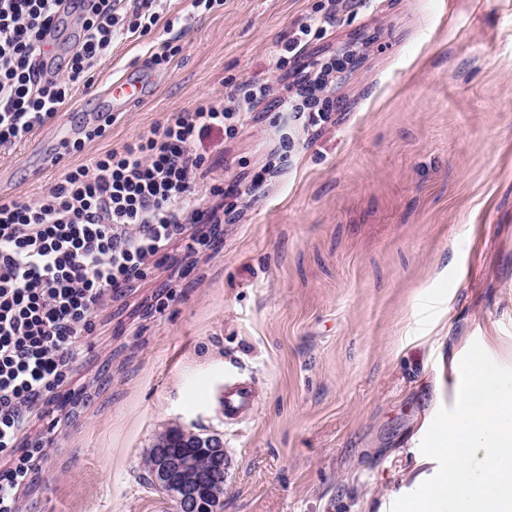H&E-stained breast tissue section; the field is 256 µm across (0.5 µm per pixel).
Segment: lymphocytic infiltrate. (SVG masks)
Returning a JSON list of instances; mask_svg holds the SVG:
<instances>
[{"label": "lymphocytic infiltrate", "mask_w": 512, "mask_h": 512, "mask_svg": "<svg viewBox=\"0 0 512 512\" xmlns=\"http://www.w3.org/2000/svg\"><path fill=\"white\" fill-rule=\"evenodd\" d=\"M166 0H0V147L53 120L71 90L122 40L145 37ZM77 22L63 71L46 62L60 9ZM261 90L170 115L123 149L65 172L34 200L0 197V512L19 493L39 452L18 455L29 427L55 412L96 331L94 315L189 227L219 223L201 199L222 195L206 179L197 142L237 131Z\"/></svg>", "instance_id": "f902f5d3"}]
</instances>
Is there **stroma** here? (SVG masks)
I'll return each instance as SVG.
<instances>
[{"label":"stroma","instance_id":"35a3bbf8","mask_svg":"<svg viewBox=\"0 0 512 512\" xmlns=\"http://www.w3.org/2000/svg\"><path fill=\"white\" fill-rule=\"evenodd\" d=\"M168 0L180 31L117 45L60 113L81 127L129 65L146 100L47 167L0 148V196L33 200L65 168L122 149L171 113L266 86L236 134L197 144L224 215L194 250L132 280L96 317L21 512H172L143 460L177 423L219 436L224 512H390L438 471L420 444L480 343L512 367V0ZM373 35L327 119L278 105L313 53ZM293 51H286V44ZM289 147H281L282 135ZM254 381L227 424L228 380Z\"/></svg>","mask_w":512,"mask_h":512}]
</instances>
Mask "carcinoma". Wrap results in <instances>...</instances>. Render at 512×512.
<instances>
[{"instance_id":"obj_1","label":"carcinoma","mask_w":512,"mask_h":512,"mask_svg":"<svg viewBox=\"0 0 512 512\" xmlns=\"http://www.w3.org/2000/svg\"><path fill=\"white\" fill-rule=\"evenodd\" d=\"M155 447L190 459L203 471H211L214 480L198 492L197 512H224V443L215 436L191 433L175 425L159 433Z\"/></svg>"}]
</instances>
